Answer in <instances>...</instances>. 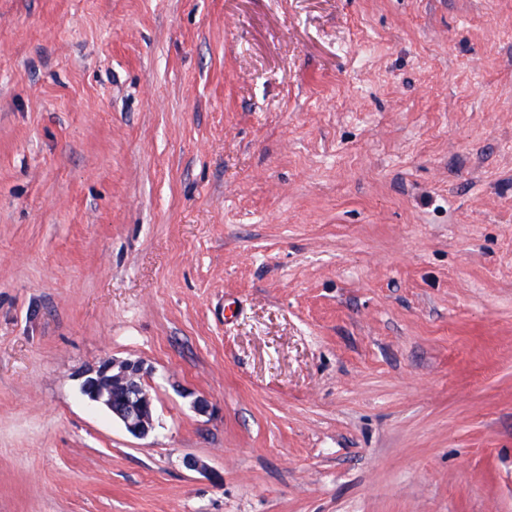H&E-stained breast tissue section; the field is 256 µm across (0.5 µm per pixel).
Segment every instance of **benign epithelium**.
<instances>
[{"instance_id":"1","label":"benign epithelium","mask_w":512,"mask_h":512,"mask_svg":"<svg viewBox=\"0 0 512 512\" xmlns=\"http://www.w3.org/2000/svg\"><path fill=\"white\" fill-rule=\"evenodd\" d=\"M81 391L111 411L132 436L144 438L152 431L154 398L140 362L104 360L84 376Z\"/></svg>"}]
</instances>
